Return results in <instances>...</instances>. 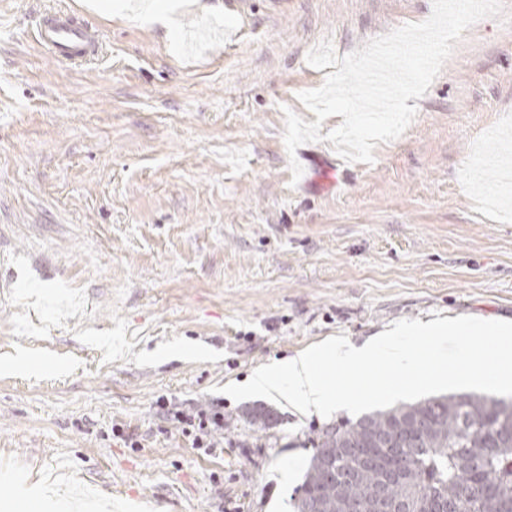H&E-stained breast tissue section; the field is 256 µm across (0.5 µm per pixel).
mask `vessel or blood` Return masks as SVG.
Here are the masks:
<instances>
[{
  "label": "vessel or blood",
  "instance_id": "b4317fda",
  "mask_svg": "<svg viewBox=\"0 0 512 512\" xmlns=\"http://www.w3.org/2000/svg\"><path fill=\"white\" fill-rule=\"evenodd\" d=\"M37 40L54 57L78 65L92 60L100 50L96 32L67 9L43 16L37 28Z\"/></svg>",
  "mask_w": 512,
  "mask_h": 512
}]
</instances>
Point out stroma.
<instances>
[{"label":"stroma","instance_id":"1","mask_svg":"<svg viewBox=\"0 0 512 512\" xmlns=\"http://www.w3.org/2000/svg\"><path fill=\"white\" fill-rule=\"evenodd\" d=\"M0 0V512L47 486L64 512H294L314 442L352 421L224 400L196 448L160 400H215L259 366L401 319L512 321V0L463 31L373 163L331 142L288 156L306 61L432 0ZM75 11L99 58L35 39ZM303 168L293 178L289 161Z\"/></svg>","mask_w":512,"mask_h":512}]
</instances>
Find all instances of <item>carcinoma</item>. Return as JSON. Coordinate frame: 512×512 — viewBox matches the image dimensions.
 Masks as SVG:
<instances>
[{
    "mask_svg": "<svg viewBox=\"0 0 512 512\" xmlns=\"http://www.w3.org/2000/svg\"><path fill=\"white\" fill-rule=\"evenodd\" d=\"M504 399L475 393L448 394L366 414L318 438L297 512H353L368 506L374 488L387 481L391 501L408 512H512V413ZM253 424L267 425L271 412L243 410ZM364 443L370 465L336 451Z\"/></svg>",
    "mask_w": 512,
    "mask_h": 512,
    "instance_id": "obj_1",
    "label": "carcinoma"
}]
</instances>
